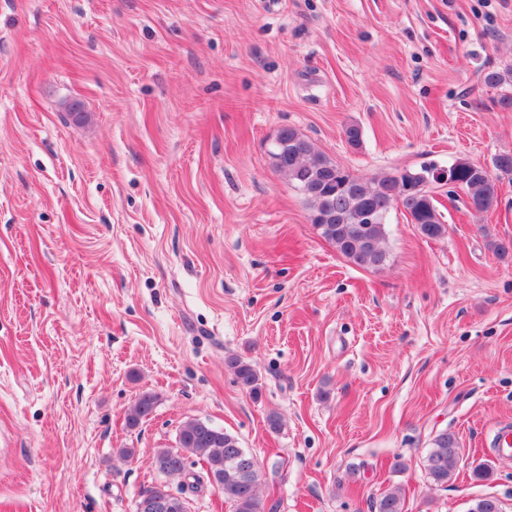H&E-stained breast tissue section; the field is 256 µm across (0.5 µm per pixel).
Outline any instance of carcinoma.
I'll use <instances>...</instances> for the list:
<instances>
[{
    "label": "carcinoma",
    "instance_id": "1",
    "mask_svg": "<svg viewBox=\"0 0 512 512\" xmlns=\"http://www.w3.org/2000/svg\"><path fill=\"white\" fill-rule=\"evenodd\" d=\"M270 157L274 169L286 176L309 203L311 224L320 236L359 267L378 268L386 261V224L393 210L404 212L428 239L446 232L427 189L434 180L429 168L402 169L374 179L358 177L293 127L281 130ZM449 169L475 210L488 211L497 203L496 182L487 168L458 158ZM374 208L379 209L380 216L371 224L364 223L365 213ZM225 364L243 388L251 392L258 389L259 376L251 361L230 354ZM156 404V394L141 393L127 416L128 427H137L153 413ZM460 455L455 434L446 430L437 434L424 460L429 480L437 486L448 484L458 470ZM192 457L201 464L198 474L188 470ZM153 466L158 473L181 481L174 491L158 483L145 490V496L176 493L182 497L205 484L216 485L231 512H277L278 502H270L260 493L264 472L254 455L241 448L234 435L207 421L193 419L184 423L176 445L155 451ZM404 505L402 488L397 486L380 494L374 512H405Z\"/></svg>",
    "mask_w": 512,
    "mask_h": 512
}]
</instances>
